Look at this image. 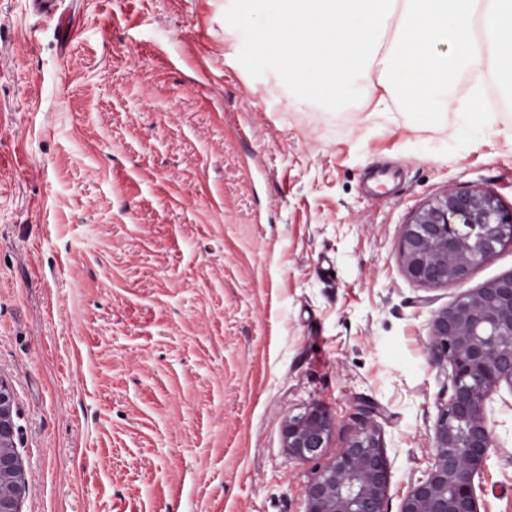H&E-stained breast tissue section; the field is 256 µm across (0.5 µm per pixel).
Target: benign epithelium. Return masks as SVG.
I'll list each match as a JSON object with an SVG mask.
<instances>
[{
    "mask_svg": "<svg viewBox=\"0 0 512 512\" xmlns=\"http://www.w3.org/2000/svg\"><path fill=\"white\" fill-rule=\"evenodd\" d=\"M512 243V209L491 191L448 190L405 225L401 260L416 283L436 287L465 279L472 268ZM431 357L451 367V394L432 438L434 463L411 487L400 512H480L475 475L493 447L486 401L498 386H512V273L460 295L434 318ZM13 392L0 379V512H20L22 463L13 452ZM334 462L306 486V512H384L390 464L375 433L374 410ZM335 422L315 405L288 419V452L304 463L327 447Z\"/></svg>",
    "mask_w": 512,
    "mask_h": 512,
    "instance_id": "benign-epithelium-1",
    "label": "benign epithelium"
}]
</instances>
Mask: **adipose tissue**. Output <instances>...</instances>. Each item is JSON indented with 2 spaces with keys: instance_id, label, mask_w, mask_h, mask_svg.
Instances as JSON below:
<instances>
[{
  "instance_id": "1",
  "label": "adipose tissue",
  "mask_w": 512,
  "mask_h": 512,
  "mask_svg": "<svg viewBox=\"0 0 512 512\" xmlns=\"http://www.w3.org/2000/svg\"><path fill=\"white\" fill-rule=\"evenodd\" d=\"M282 15L263 50L307 100L344 98L373 75L375 111L394 100L426 119L447 107L449 77L469 72L476 122L484 78L512 80V0H282Z\"/></svg>"
}]
</instances>
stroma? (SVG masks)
Here are the masks:
<instances>
[{
	"mask_svg": "<svg viewBox=\"0 0 512 512\" xmlns=\"http://www.w3.org/2000/svg\"><path fill=\"white\" fill-rule=\"evenodd\" d=\"M0 0V379L13 391L22 512H305L317 465L284 426L362 405L400 512L433 463L451 390L435 315L512 273L413 282L414 213L448 188L512 207V99L470 123L373 111L370 83L308 102L259 58L276 0ZM481 512H512V387L486 404ZM320 462V463H321ZM36 11L48 20H57V26L60 28L62 34L65 37V41L71 40L76 35V29L74 28L71 15L69 13H60L59 5L62 3L61 0H33Z\"/></svg>",
	"mask_w": 512,
	"mask_h": 512,
	"instance_id": "1",
	"label": "stroma"
}]
</instances>
